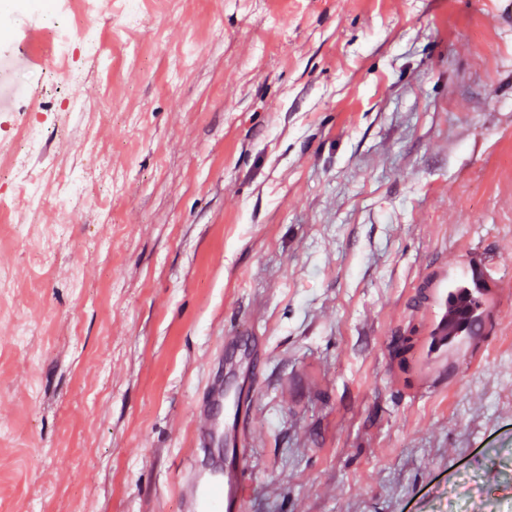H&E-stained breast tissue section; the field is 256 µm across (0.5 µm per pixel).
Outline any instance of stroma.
<instances>
[{"label": "stroma", "instance_id": "stroma-1", "mask_svg": "<svg viewBox=\"0 0 512 512\" xmlns=\"http://www.w3.org/2000/svg\"><path fill=\"white\" fill-rule=\"evenodd\" d=\"M127 9L0 109L48 125L39 207L0 182V512H181L235 332L268 339L250 512H512V0Z\"/></svg>", "mask_w": 512, "mask_h": 512}]
</instances>
